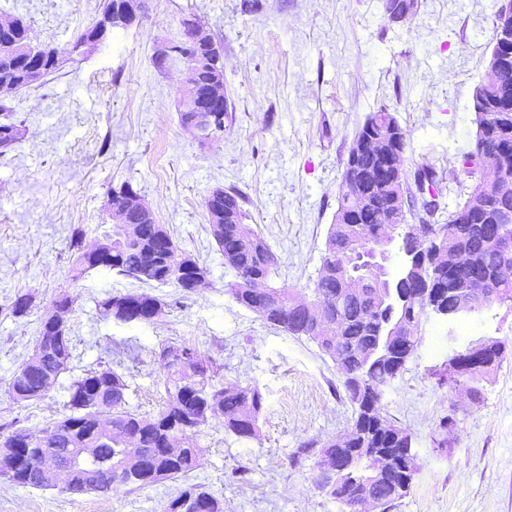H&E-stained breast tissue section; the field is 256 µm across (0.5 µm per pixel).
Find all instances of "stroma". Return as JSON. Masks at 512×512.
I'll return each instance as SVG.
<instances>
[{
  "label": "stroma",
  "instance_id": "35a3bbf8",
  "mask_svg": "<svg viewBox=\"0 0 512 512\" xmlns=\"http://www.w3.org/2000/svg\"><path fill=\"white\" fill-rule=\"evenodd\" d=\"M101 0H0L22 15L34 42L68 52L96 18ZM498 0H419L402 23L381 0H146L139 22L63 63L42 85L13 93L23 137L0 157V423L37 430L65 411L74 378L104 363L124 373L129 406L160 407L161 346L196 347L219 383L257 384L264 397L259 436L238 440L218 423L198 440L202 465L190 474L224 498V512H342L314 484L317 449L343 434L352 409L333 363L310 341L237 305L232 275L209 232L204 206L216 188L238 191L248 222L280 261L279 284L313 288L334 220L350 146L366 116L394 112L416 164L448 169L471 149L472 94L484 78ZM196 15L221 47L224 135L200 143L179 119L181 66L152 57ZM131 183L180 250L210 269L193 293L155 287L167 308L148 323H123L98 303L131 283L93 271L70 282V237L93 240L109 223L108 192ZM76 298L66 316L73 358L37 401L14 403L13 372L35 345L41 318L60 290ZM30 295L27 315L6 308ZM512 343V309L492 307L452 323L422 326L421 343L389 389L385 411L417 439L419 471L392 512H512V355L466 405L448 385V360L469 342ZM131 347L135 359L112 352ZM461 413L448 447L432 441L450 406ZM249 470L237 481L238 467ZM177 481L116 494L71 496L0 480V512H165Z\"/></svg>",
  "mask_w": 512,
  "mask_h": 512
}]
</instances>
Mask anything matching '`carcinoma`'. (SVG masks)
I'll list each match as a JSON object with an SVG mask.
<instances>
[{
  "mask_svg": "<svg viewBox=\"0 0 512 512\" xmlns=\"http://www.w3.org/2000/svg\"><path fill=\"white\" fill-rule=\"evenodd\" d=\"M15 30H0V90L16 91L29 87L24 73L40 70L45 78L61 67L59 54L51 47H30L24 33L28 21L14 18ZM199 18L181 20L180 41L184 52L197 51L195 33ZM507 92L498 96L494 106H482L475 113L476 135L473 148L460 155V164L472 181L468 191H459L457 199L445 200V172L433 166L412 168L408 161L399 164L395 188L384 190L369 179L350 176L353 167L368 174L382 167L380 160L367 151L348 154L343 186L333 224L328 235L321 265L312 289L313 299L330 307L336 316V328L323 334L315 319L306 316L301 305L302 293L295 288L274 283L278 258L266 240L246 223L242 196L223 192L221 209L215 210L205 198L209 231L224 254V264L232 268L236 279L228 284V293L240 306L264 309V321L292 336L304 337L335 361L342 378L345 396L353 408L349 429L338 436L340 442L324 447L322 454L338 448H361V458L330 483L315 480L316 487L354 512V503L370 493L379 500L382 512L394 508L410 491L417 471L416 453L409 452L412 434L394 424L384 410V398L420 345L422 324L430 318L434 306L450 307L459 301L468 305L471 315L480 314L493 305L512 309V278L500 276L504 267H512V254L498 250L493 237L504 232L512 235V223L501 224L495 217L504 210L512 211V190L506 198L490 191L495 181L512 183V67L501 76ZM12 106L0 99V143L15 146L21 139V123L11 119ZM401 129L393 113L382 107L370 113L356 138L380 134L384 127ZM497 155L500 168L487 170L476 160L480 153ZM414 190L406 195V207L397 214L394 194L404 190L407 180ZM133 186L127 182L109 191V205L115 212H125L127 193ZM127 213V212H125ZM134 234L116 238L113 225L101 226L99 237L111 243L110 251L97 254L86 247L84 232L76 229L70 237L73 260L70 280L77 282L85 274L103 270L137 284L125 292H117L99 302V310L110 316L124 302L133 303L131 313L147 322L153 321L168 302L143 290L145 285L184 282L198 275L208 281L209 270L190 254L184 271L170 265L167 247L175 243L163 224L143 207L127 213ZM420 225L414 234L407 230V219ZM392 228L397 235V253L402 265L418 267L420 283L405 282L402 289L415 299L400 305L382 306L389 296V283L394 276L383 264L371 284L355 292L352 281L360 278L373 258L371 234ZM481 277L493 285V294H477L472 280ZM260 280L277 292L275 299H262L255 294L254 282ZM487 340L481 339L457 352L466 362L463 370L451 372L448 381L462 388L471 404L483 399L482 381L486 374L508 354L507 343L495 340V351L486 355ZM73 355L69 329H58L50 322L40 323L32 355L13 373L8 394L16 403L41 398L67 370ZM163 370L165 396L161 408L153 415L137 413L129 408L128 384L123 373L109 365L86 371L68 388L66 412L39 431L43 436L51 430L62 431L95 448L96 462L104 474H112V491L134 490L162 480L183 478L200 466V449L193 446L204 428L218 422L239 439L256 437L264 398L256 385L231 384L218 387L211 383L214 369L203 363L196 348L166 345L159 353ZM112 421V434L99 430L104 419ZM458 424L455 409L440 419L434 444L448 446V433ZM132 440L141 448L145 468L131 482L117 477L118 465ZM17 464L0 469V477L24 488H45L41 464L32 448H18ZM202 503L204 512H224V502L197 484L184 486L170 498L166 512H181L178 506L187 501Z\"/></svg>",
  "mask_w": 512,
  "mask_h": 512,
  "instance_id": "cac0c4a2",
  "label": "carcinoma"
}]
</instances>
